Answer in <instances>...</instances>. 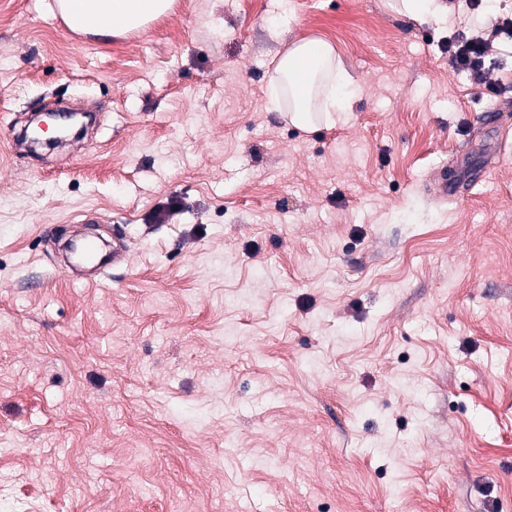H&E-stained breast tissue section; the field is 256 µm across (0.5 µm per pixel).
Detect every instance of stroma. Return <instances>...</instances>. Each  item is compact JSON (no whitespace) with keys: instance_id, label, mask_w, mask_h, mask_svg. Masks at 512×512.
Here are the masks:
<instances>
[{"instance_id":"stroma-1","label":"stroma","mask_w":512,"mask_h":512,"mask_svg":"<svg viewBox=\"0 0 512 512\" xmlns=\"http://www.w3.org/2000/svg\"><path fill=\"white\" fill-rule=\"evenodd\" d=\"M386 2L176 0L108 37L0 0V512H512V122L479 120L512 41L494 96L446 52L512 0ZM308 38L347 123L265 106ZM52 102L89 141L17 148ZM83 228L128 245L94 284L56 260ZM394 8L412 19L439 18L448 14L451 6L443 0H396Z\"/></svg>"}]
</instances>
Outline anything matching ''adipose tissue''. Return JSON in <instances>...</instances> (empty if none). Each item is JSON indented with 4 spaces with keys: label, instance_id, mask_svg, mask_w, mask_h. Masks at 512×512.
I'll return each instance as SVG.
<instances>
[{
    "label": "adipose tissue",
    "instance_id": "1",
    "mask_svg": "<svg viewBox=\"0 0 512 512\" xmlns=\"http://www.w3.org/2000/svg\"><path fill=\"white\" fill-rule=\"evenodd\" d=\"M174 0H59L57 9L72 30L103 36H124L144 30L151 22L169 13ZM312 40L293 43L274 66L272 93L266 103L271 111L282 108L279 90L289 85L298 102L291 120L308 127L311 119L307 104H316L321 112H346L350 109L354 83L333 48L321 43L312 53Z\"/></svg>",
    "mask_w": 512,
    "mask_h": 512
}]
</instances>
